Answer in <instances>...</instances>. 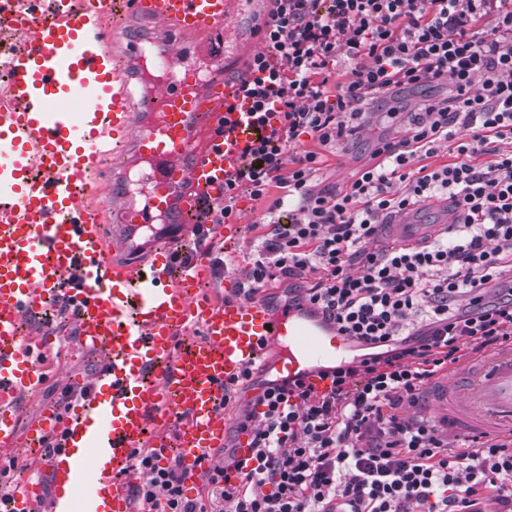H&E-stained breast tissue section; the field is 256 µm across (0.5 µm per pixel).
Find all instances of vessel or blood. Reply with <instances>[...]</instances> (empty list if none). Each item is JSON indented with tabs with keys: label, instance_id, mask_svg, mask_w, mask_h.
<instances>
[{
	"label": "vessel or blood",
	"instance_id": "vessel-or-blood-1",
	"mask_svg": "<svg viewBox=\"0 0 512 512\" xmlns=\"http://www.w3.org/2000/svg\"><path fill=\"white\" fill-rule=\"evenodd\" d=\"M252 0H52L48 9L0 0V31H32L23 48L0 49L9 70L10 109L0 113V451L17 439V395L47 378L50 332L24 336L20 325L41 314L58 293L76 312L85 348L107 354L112 367L95 396L64 418L47 410L25 443L41 453L47 433L64 432L50 462L54 495L68 512H132L124 473L131 454L173 448L187 466L223 448L229 418L218 405L224 385L274 355L278 373L309 372L349 345L321 320L296 311L270 312L263 302L198 296L206 269L196 261L163 282L173 246L188 242L201 204L216 196L257 128L239 108L237 86L217 77L224 52L209 69L184 65L182 50L224 37L229 19ZM129 11L178 36L176 49L153 56L142 38L127 36L139 76L152 86L149 121L139 127L129 106L130 72L116 63L106 25ZM232 130L217 136L223 123ZM132 148L134 183L143 199L130 204L123 187L102 192L87 174L108 159L106 142ZM437 221L425 223L427 212ZM177 229L165 243L146 231L157 217ZM452 200H427L397 215L389 240L412 244L455 221ZM113 248L148 253L149 262L117 263ZM203 336L187 349L177 336L189 320ZM448 427L459 432L512 428V349L464 365L436 385ZM83 449L84 462L73 461ZM109 456L111 469L93 475L90 458ZM39 483L11 502L12 512H42Z\"/></svg>",
	"mask_w": 512,
	"mask_h": 512
}]
</instances>
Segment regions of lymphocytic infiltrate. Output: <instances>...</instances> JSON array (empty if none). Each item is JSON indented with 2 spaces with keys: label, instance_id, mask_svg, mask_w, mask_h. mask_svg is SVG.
Returning a JSON list of instances; mask_svg holds the SVG:
<instances>
[{
  "label": "lymphocytic infiltrate",
  "instance_id": "lymphocytic-infiltrate-1",
  "mask_svg": "<svg viewBox=\"0 0 512 512\" xmlns=\"http://www.w3.org/2000/svg\"><path fill=\"white\" fill-rule=\"evenodd\" d=\"M267 2L264 48L237 77L259 135L171 260L213 254L216 227L249 196L261 231L237 297L286 288L289 308L359 353L316 368L323 393L301 376L231 379V402L262 388L233 430L251 457L205 453L192 475L165 449L135 451L136 512H512V431L451 437L421 407L443 374L512 345V0ZM422 86L434 97L403 111L401 93ZM377 103L401 136L379 141L345 188H316ZM448 196L460 217L444 233L377 247L389 217Z\"/></svg>",
  "mask_w": 512,
  "mask_h": 512
}]
</instances>
